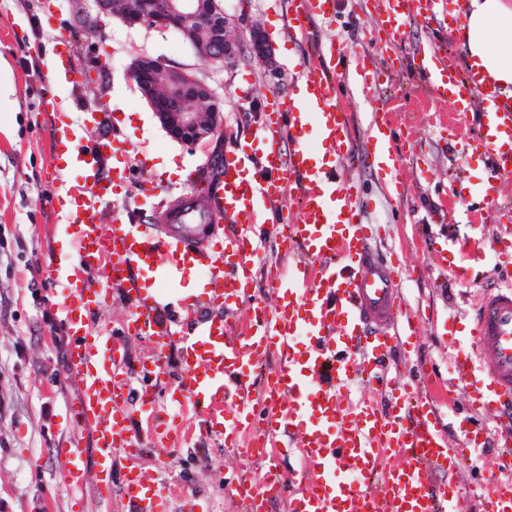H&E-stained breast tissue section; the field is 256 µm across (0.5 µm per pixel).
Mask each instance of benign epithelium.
Listing matches in <instances>:
<instances>
[{"instance_id":"obj_1","label":"benign epithelium","mask_w":512,"mask_h":512,"mask_svg":"<svg viewBox=\"0 0 512 512\" xmlns=\"http://www.w3.org/2000/svg\"><path fill=\"white\" fill-rule=\"evenodd\" d=\"M97 17L118 19L127 27L144 25L175 31L198 56L223 63L234 58V39L221 0H94ZM252 50L261 60L271 51L263 34L253 31ZM142 96L173 140L196 144L221 132V111L210 87L193 74L140 58L130 70Z\"/></svg>"}]
</instances>
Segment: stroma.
Instances as JSON below:
<instances>
[{
  "label": "stroma",
  "mask_w": 512,
  "mask_h": 512,
  "mask_svg": "<svg viewBox=\"0 0 512 512\" xmlns=\"http://www.w3.org/2000/svg\"><path fill=\"white\" fill-rule=\"evenodd\" d=\"M222 5L237 40L236 56L226 65L200 58L174 32L97 19L94 0H0V87L7 90L0 99V512H133L121 489L123 473L132 468L172 488L165 512H192L195 503L209 512H240L225 473L241 468L256 483L266 468L264 459L243 457L207 433L203 405L187 399L180 412L170 411V391L181 375L173 340L166 348L167 373L153 391L158 410L170 421L174 445L148 443L135 455H115L111 505L101 504L90 486L83 504H76L61 478L57 450L82 448L90 471L95 454L91 432L73 428L68 419L67 406L77 395L67 364L71 338L59 307L63 291L46 270L50 254L68 241L51 214L50 176L57 160L48 135V99L68 98L77 124L86 113L110 112L105 134L128 144L105 162L106 168L128 173L112 189V209L130 224H158L156 209L135 206L142 182L176 193L191 175L198 184H213L228 139L250 140L273 99L297 95L302 59L336 43L346 51L333 77L351 119L356 158L349 175L358 189L357 206L373 229V246L386 259L401 257L410 303L422 317L411 361L450 366L449 355L467 338L482 288L512 274V210L442 197L454 175L470 195L490 184L494 195L512 199V176L488 183L490 162L470 146L478 112H452L423 84L420 46L435 43L440 62L465 61L447 15L429 24L409 21L401 33L382 38L380 0H336L335 18H313L303 34L288 28L293 0H222ZM256 30L271 46L270 62L252 53ZM62 40L69 44L74 71L92 72V81L73 89L49 84L44 57ZM141 57L207 83L223 113V136L197 145L171 139L130 76L131 64ZM45 83L46 97L40 94ZM382 115L391 120L390 146L397 159L387 179L370 162L371 123ZM141 152L149 158L145 170L137 162ZM171 164L176 174L167 173ZM460 239L505 240L509 247L499 263H486L462 282L434 263L436 251H450ZM501 448L496 436L488 435L480 471L461 468L457 482L465 499L485 492L492 479L507 478Z\"/></svg>",
  "instance_id": "1"
}]
</instances>
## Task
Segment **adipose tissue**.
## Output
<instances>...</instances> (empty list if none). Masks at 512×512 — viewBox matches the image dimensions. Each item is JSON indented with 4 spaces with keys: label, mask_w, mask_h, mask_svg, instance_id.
<instances>
[{
    "label": "adipose tissue",
    "mask_w": 512,
    "mask_h": 512,
    "mask_svg": "<svg viewBox=\"0 0 512 512\" xmlns=\"http://www.w3.org/2000/svg\"><path fill=\"white\" fill-rule=\"evenodd\" d=\"M467 21L458 38L467 66L512 91V0H463Z\"/></svg>",
    "instance_id": "obj_1"
}]
</instances>
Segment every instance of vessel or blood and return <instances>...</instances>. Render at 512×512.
I'll list each match as a JSON object with an SVG mask.
<instances>
[{"label": "vessel or blood", "instance_id": "b4317fda", "mask_svg": "<svg viewBox=\"0 0 512 512\" xmlns=\"http://www.w3.org/2000/svg\"><path fill=\"white\" fill-rule=\"evenodd\" d=\"M442 3L426 0L421 13L417 0H382L381 13L399 24L437 14ZM340 57L336 47L315 53L300 68L304 102L291 100L283 111L265 114L254 132L263 146L262 165L254 164L243 142L225 154L211 206L239 231L222 239L210 232L208 214L190 209L187 193L169 202L162 223L104 232L112 187L103 163L116 142L91 132L109 115L91 112L75 126L63 108H54L51 143L72 144L80 179L66 180L61 166L51 181L54 222L71 238L73 250L69 257H52L49 274L70 290L61 312L73 338L69 370L79 388L73 423L91 429L97 456L91 474L82 449H60L62 478L70 487L90 479L100 499L110 500L112 458L134 452L131 416L117 382L127 361L126 343L106 330L90 333L92 315L116 285L128 303L127 336L161 342L179 337L177 390L206 403L211 432L227 433L224 406L229 403L237 426L261 439L270 460L261 484L242 482L236 488L246 512L268 507L287 484L293 488L288 512H462L463 498L443 477L461 462L476 463L480 433L473 430L450 442L439 409L459 381L470 390V407L499 411L503 433L512 435V280L488 289L475 304L469 344L453 355L454 380L441 379L433 369L398 373L386 362L412 335L416 315L398 268L373 252L371 228L354 204L357 190L343 174L351 154L348 119L327 76ZM461 80L481 96L479 144L493 162L491 180L512 175V102L473 71ZM312 127L320 134L316 149L308 140ZM386 130L385 122H376L374 159L379 168L392 170L396 160ZM291 179L300 190L296 216L261 227L260 217L279 201L280 182ZM261 231L286 249L290 274L267 266L274 300L254 304L242 328L222 308L231 297L249 300L245 283ZM161 258L167 267L154 280L134 275V267ZM97 262L103 265L99 280L81 284L80 273ZM185 268L206 269L207 289L193 303L216 311L190 336L178 333L179 311L163 306L170 282ZM362 373L387 396L388 407L351 401ZM283 440L299 448L304 461L289 479L273 461V447ZM122 491L137 512H161L164 487L145 475L127 472ZM480 512H512L511 478L494 483L481 499Z\"/></svg>", "mask_w": 512, "mask_h": 512}]
</instances>
